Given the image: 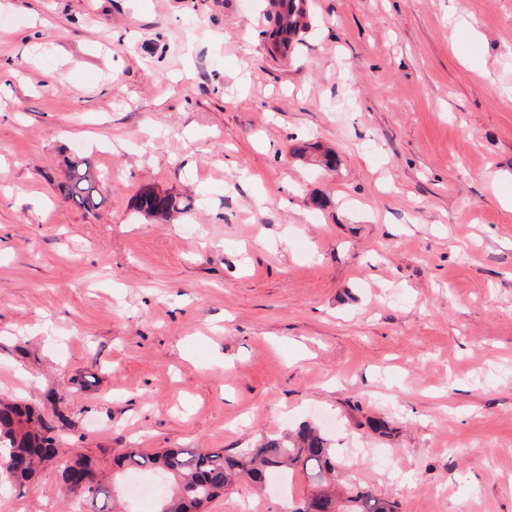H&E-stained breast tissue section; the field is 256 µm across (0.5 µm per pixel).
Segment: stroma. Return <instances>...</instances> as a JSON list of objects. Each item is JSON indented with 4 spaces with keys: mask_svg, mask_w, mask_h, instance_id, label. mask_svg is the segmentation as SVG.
<instances>
[{
    "mask_svg": "<svg viewBox=\"0 0 512 512\" xmlns=\"http://www.w3.org/2000/svg\"><path fill=\"white\" fill-rule=\"evenodd\" d=\"M274 16L0 0V393H69L59 445L107 476L307 421L399 512H512V0H313L285 53ZM146 188L191 207L145 219ZM60 473L0 512H77ZM67 180L61 189L68 199L78 207L93 212L104 203L99 185L105 177L85 157H78L67 161Z\"/></svg>",
    "mask_w": 512,
    "mask_h": 512,
    "instance_id": "35a3bbf8",
    "label": "stroma"
}]
</instances>
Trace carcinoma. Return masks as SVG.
Instances as JSON below:
<instances>
[{
	"label": "carcinoma",
	"instance_id": "carcinoma-1",
	"mask_svg": "<svg viewBox=\"0 0 512 512\" xmlns=\"http://www.w3.org/2000/svg\"><path fill=\"white\" fill-rule=\"evenodd\" d=\"M280 7L274 29L289 44L301 29V24L294 21L298 2L280 0ZM102 178L104 175L87 158L70 159L61 189L78 207L93 212L104 203L99 190ZM189 207L175 195L153 189L141 191L134 204L137 213L162 221ZM55 429L43 413L0 398V482L20 487L41 463L54 457L57 441L50 432ZM116 466L127 473L153 472L171 480L172 491L160 499L156 512H205L208 504L242 477L260 489L273 476L291 481L299 471L307 477L308 493L297 502L289 501L283 512H308L309 502L318 512H398L396 501L371 488L339 482L344 465L333 440L312 424L229 452L222 448H166L149 453L127 448L117 457ZM76 468L86 472L87 483L68 494L91 504L93 512H114L121 485L99 477L83 458L65 461L61 475Z\"/></svg>",
	"mask_w": 512,
	"mask_h": 512
}]
</instances>
